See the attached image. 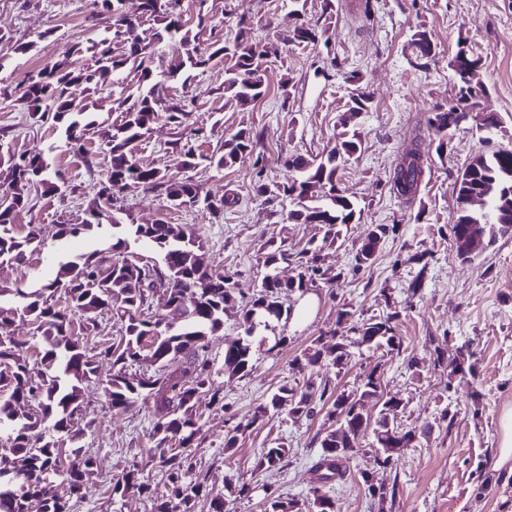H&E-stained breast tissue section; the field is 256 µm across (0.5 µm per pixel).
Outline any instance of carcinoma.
Masks as SVG:
<instances>
[{"label":"carcinoma","instance_id":"cac0c4a2","mask_svg":"<svg viewBox=\"0 0 512 512\" xmlns=\"http://www.w3.org/2000/svg\"><path fill=\"white\" fill-rule=\"evenodd\" d=\"M101 13L114 19L113 36L105 35L89 41L87 46H72L67 57L48 65L28 78L21 98L30 118L36 122L48 119L64 131L75 155L83 158L84 139L93 129L103 139L110 156V166L96 197L88 207L87 218L79 224H62L59 237L66 240L83 235L91 241L100 240L105 227L112 228V243L79 256L65 255L58 262L53 280L34 288L0 286V299L13 296L22 303V312L35 324L36 338L42 350L32 362L28 356V341L13 336L8 328L17 310L0 305V426L10 433L0 445V512H26L28 500L38 498L44 512H69V499L82 496L85 485L95 476L93 457L82 448L72 446L83 432L75 423L74 412L80 407L82 385L91 380L105 361L112 365V377L106 381L104 394L114 411L126 409L141 400L151 401L156 408L152 427L154 448L150 461L158 464L165 474L164 491L145 479L143 470L134 465L123 469L112 480V497L134 491L153 501L154 512H195L201 499L209 500L210 512H224V495L214 492L206 480L192 476L190 455L181 452L195 441L200 431L196 406L202 398L209 403L224 405V397L211 389V360L208 358L209 337L224 327L226 305L235 302L232 277L198 265L203 248L200 236L188 225L170 224L157 220L151 224H124L116 216V203L129 186L163 191L173 207L196 206L213 215L238 203L233 194L221 198L201 196L199 186L189 178L174 179L157 168H145L130 155V145L140 139L157 116L164 82L190 80L192 72L209 62L231 57V73L224 79V100L227 105H247L262 98L266 92L263 80L271 58L278 56V45L267 42L259 47L244 39L239 31L233 46L217 39L200 49L197 35L186 26L176 10L178 0H143L144 13L159 19L160 27L145 39L137 26L119 16L121 0H100ZM321 33L303 25L284 38L286 42L316 43ZM124 46L113 47L116 38ZM163 41H176L181 52L158 80L145 65L152 46ZM421 58L435 56V46L427 32L419 30L412 41ZM89 53L94 65L84 67L79 59ZM480 57H454L450 65L460 81L464 74L479 65ZM128 68L140 71L139 85L126 97L127 108L118 125L103 126L92 118L85 99L75 94L95 93L108 84L117 73ZM484 92L480 86H461L458 97L448 108L436 112L429 125L438 133L469 119L473 100ZM257 135L241 128L224 140L221 153L209 156L210 164L219 169L231 168L253 151ZM360 150L353 136H344L320 160L296 156L291 160L297 176L278 184L262 180L254 186L261 197H285L297 201V208L288 211L286 219L294 224H321L325 227L323 241L334 242L337 227L354 221L356 207L337 186V174L342 163ZM0 171L5 173L7 186L0 190V262L21 263L29 251L37 249L40 230L32 226L19 236L13 228V216L33 201L32 190L55 191L51 181V164L41 150L10 155L0 153ZM423 175L419 154L412 151L399 163L394 173V186L402 197L416 193ZM457 212L451 225L453 238L473 226L493 244L498 238L512 234V149H499L489 155H478L464 168L456 181ZM479 194L486 200L483 211L470 207L468 199ZM395 231L388 224H377L356 257L354 269L369 267L376 256L380 239ZM143 239L146 246L157 250L167 275L156 267L144 268L128 262L126 250L130 243ZM319 249L307 248L300 253L297 276L288 281L275 273V265L285 259V253L274 249L265 254L268 269L259 292L242 309L246 335H251L269 321L280 319L287 309L282 300L315 284L329 279L319 265ZM181 311L180 325L164 331L160 325L170 309ZM109 314L122 324L118 341L94 347L90 353L81 335L74 334L75 319L82 320V335L99 336L98 317ZM394 311L380 321H356L354 312L343 307L337 312L336 325L343 335H332L322 341L323 348L307 356L308 363L321 361L342 368L349 360V347L354 343L385 345L394 350L401 347L395 334ZM138 366L141 372L129 373ZM224 368L232 374L247 375L252 370L251 347L245 341L224 347ZM380 383L369 376L351 391H338L329 382L311 383L304 391L286 385L271 396L268 405L252 419L256 423L269 409H288L293 418L314 414L313 404L322 402L328 419L336 427L320 439L322 454L317 469H325L320 482L327 484L342 476V461L347 454L338 448H357L367 431H372L387 464L399 448L415 438L412 430L400 431L391 423L398 404L390 397L382 404L375 420L364 413V401L379 395ZM49 420L54 431L63 434L71 447L64 449L60 440L50 436L42 442L30 438L31 430ZM178 442V448L170 445ZM288 457L283 441L263 450L258 465L266 469L280 466ZM62 478L66 495L56 491V479Z\"/></svg>","mask_w":512,"mask_h":512}]
</instances>
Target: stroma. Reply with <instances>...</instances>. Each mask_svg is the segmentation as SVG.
I'll return each instance as SVG.
<instances>
[{"mask_svg":"<svg viewBox=\"0 0 512 512\" xmlns=\"http://www.w3.org/2000/svg\"><path fill=\"white\" fill-rule=\"evenodd\" d=\"M202 9L203 27L197 24ZM181 11L203 47L217 38L233 42L243 26L261 43L303 22L324 34L314 45L280 43L279 61L263 75L266 94L243 108L224 103L225 59L211 62L187 83H167L157 119L132 146L140 165L191 178L212 197L240 198L220 217L197 207L168 208L154 189L139 188L121 200L124 223L163 219L194 225L206 265L234 282L237 302L225 310L224 331L209 348L212 387L224 404L204 400L198 406L200 432L191 448L197 471L223 494L226 512H267L271 491L306 500L318 484L315 464L329 421L320 411L294 419L282 409L256 423L254 413L285 384L300 389L326 381L341 391L371 375L382 394L365 401L368 415L378 416L383 399L396 398L394 425L416 437L386 465L373 434H366L347 459L344 476L325 486L340 512H512V461L497 462L501 415L512 407V237L464 261L450 232L459 173L479 154L512 148V0H181ZM107 25L94 0H0V151L55 144L57 185L51 194L35 192L32 204L15 214V232L22 236L37 226L41 245L25 262L0 265V283L27 288L54 277L58 226L84 219L109 165L95 134L85 141L86 159L74 157L52 122L29 118L18 88L29 75L62 60L73 45L99 37ZM419 30L436 46L425 63L412 45ZM24 42L32 43V51L15 53V45ZM463 44L481 59L475 81L486 92L477 110L496 116L499 124L486 130L471 119L442 136L428 120L459 91L449 62ZM353 73L359 83L350 82ZM137 84V72L115 75L90 98L95 118L120 123L123 102ZM357 90L369 95L371 107L350 118L347 102ZM174 102L187 111L179 127L167 119ZM241 128L258 135L252 154L228 169L208 165L206 156ZM345 133L360 141L361 151L341 165L337 185L354 202L356 218L326 245L320 225L286 221L291 200L254 196L252 186L260 178L288 182L295 174L291 157L321 158ZM187 149L203 156V163L178 167L177 156ZM412 149L421 155L424 177L414 196L404 200L395 194L392 178ZM376 224L397 230L379 243L372 266L355 269V256ZM311 243L321 246V264L332 276L311 290L313 313L294 312L275 331L246 335L241 305L260 289L264 254L286 251L277 273L287 280L296 276L298 254ZM344 306L364 320L398 312L400 351L362 344L351 347L344 369L308 364L307 353L318 348L319 337L336 331L337 311ZM242 339L250 343L252 369L247 376H232L224 370V347ZM456 357L464 364L454 373L448 364ZM111 373L110 365L102 364L99 383L85 391L80 415L89 426L81 444L95 455L98 474L82 498L72 501L71 512H153L152 502L140 495L112 496L113 478L131 465H142L155 487H162L164 477L148 461L154 445L148 404L112 410L102 386ZM238 426L243 433L236 447L225 449L226 434ZM278 439L289 448L282 469L259 468L263 448ZM365 474L386 488V499L369 495L361 482ZM244 484L249 494H239Z\"/></svg>","mask_w":512,"mask_h":512,"instance_id":"obj_1","label":"stroma"}]
</instances>
